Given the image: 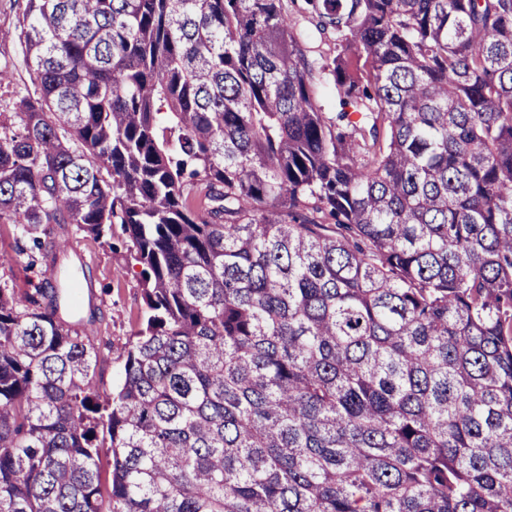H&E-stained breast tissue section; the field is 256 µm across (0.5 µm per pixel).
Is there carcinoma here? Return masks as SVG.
Masks as SVG:
<instances>
[{"instance_id": "cac0c4a2", "label": "carcinoma", "mask_w": 512, "mask_h": 512, "mask_svg": "<svg viewBox=\"0 0 512 512\" xmlns=\"http://www.w3.org/2000/svg\"><path fill=\"white\" fill-rule=\"evenodd\" d=\"M306 5L26 0L0 224L122 225L147 321L103 415L0 285V512H512V0ZM304 7L305 0H295V3H291V0H288V8L290 13L293 15L296 27L303 35L306 36L307 42L310 46L314 47L315 50L328 51L329 47L321 42L320 36L313 25L311 17L304 10Z\"/></svg>"}]
</instances>
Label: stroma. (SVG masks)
<instances>
[{
  "label": "stroma",
  "mask_w": 512,
  "mask_h": 512,
  "mask_svg": "<svg viewBox=\"0 0 512 512\" xmlns=\"http://www.w3.org/2000/svg\"><path fill=\"white\" fill-rule=\"evenodd\" d=\"M25 0H0V64L13 72L10 85L0 88V119L16 122L12 109L16 92L34 91L29 70L23 60L18 16ZM71 249L60 252L56 265L87 263L94 278L91 298L84 307L91 342L99 353L95 380L101 396H108L122 374L127 351L139 330L146 304L141 266L134 258L131 240L120 225H113L112 236L99 242L84 234L73 233ZM30 244L20 238L14 225L0 224V253L13 261L0 266V282L8 283L18 292H31L51 278L44 265L30 264Z\"/></svg>",
  "instance_id": "35a3bbf8"
}]
</instances>
